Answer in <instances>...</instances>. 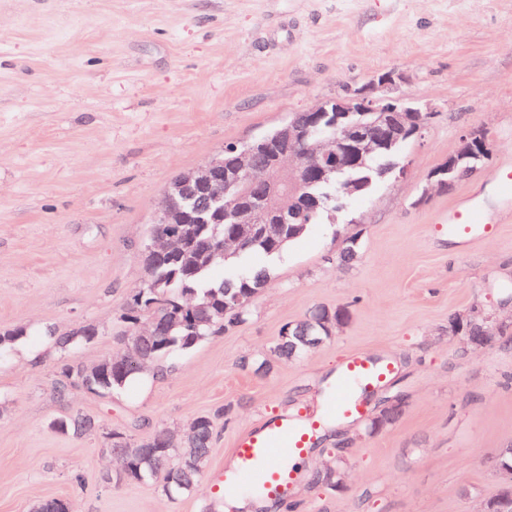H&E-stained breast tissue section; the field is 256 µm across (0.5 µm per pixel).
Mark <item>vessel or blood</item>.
I'll return each mask as SVG.
<instances>
[{"mask_svg": "<svg viewBox=\"0 0 512 512\" xmlns=\"http://www.w3.org/2000/svg\"><path fill=\"white\" fill-rule=\"evenodd\" d=\"M437 230L469 242L492 235L493 220L479 204L464 202L449 209ZM385 366L358 355L347 361L330 381L319 418L275 416L243 433L237 440L234 460L225 465L217 484L224 493L240 490L256 496L288 497L294 481V467L314 441L321 420L336 421L361 415V387L380 381Z\"/></svg>", "mask_w": 512, "mask_h": 512, "instance_id": "obj_1", "label": "vessel or blood"}]
</instances>
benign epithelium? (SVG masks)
Returning a JSON list of instances; mask_svg holds the SVG:
<instances>
[{
	"instance_id": "obj_1",
	"label": "benign epithelium",
	"mask_w": 512,
	"mask_h": 512,
	"mask_svg": "<svg viewBox=\"0 0 512 512\" xmlns=\"http://www.w3.org/2000/svg\"><path fill=\"white\" fill-rule=\"evenodd\" d=\"M396 80L393 72L381 74L305 110L300 120L287 119L273 134L241 150L229 148L179 175L167 187L153 223L196 224L212 213L230 219L243 238L257 230L270 240L279 238L289 206L319 207V199L305 192L306 186L326 181L332 173L354 172L399 142L424 138L433 111L384 95ZM489 157L485 135L469 131L432 177L459 166L474 173ZM248 190L258 192L257 202L244 206L241 199ZM472 317L482 321L477 346L488 345L496 338L499 319L483 311ZM500 457L498 452L486 461L506 489L497 499L496 512H512V466H502Z\"/></svg>"
}]
</instances>
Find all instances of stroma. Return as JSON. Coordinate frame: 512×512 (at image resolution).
<instances>
[{"mask_svg": "<svg viewBox=\"0 0 512 512\" xmlns=\"http://www.w3.org/2000/svg\"><path fill=\"white\" fill-rule=\"evenodd\" d=\"M395 72L394 96L433 108L409 144L404 178L380 181L314 225L281 257L248 320L173 354L164 376L98 397L56 391L47 328L97 327L71 356H111L144 280L141 245L166 186L289 115ZM483 132L484 168L452 190L434 169L462 135ZM512 164V0H0V512L60 498L71 512H224L210 472L262 419L313 412L343 358L395 372L364 419L325 426L286 512H480L497 489L483 460L512 446V341L482 348L448 335L475 309L512 322V212L492 180ZM497 229L463 247L432 228L467 198ZM361 250L339 254L350 236ZM344 307L335 336L258 372L284 326ZM398 419L371 431L387 399ZM100 419L76 438L51 427ZM211 415L208 472L168 499L160 481L117 482L107 435L185 428ZM341 489L314 484L329 461Z\"/></svg>", "mask_w": 512, "mask_h": 512, "instance_id": "stroma-1", "label": "stroma"}]
</instances>
